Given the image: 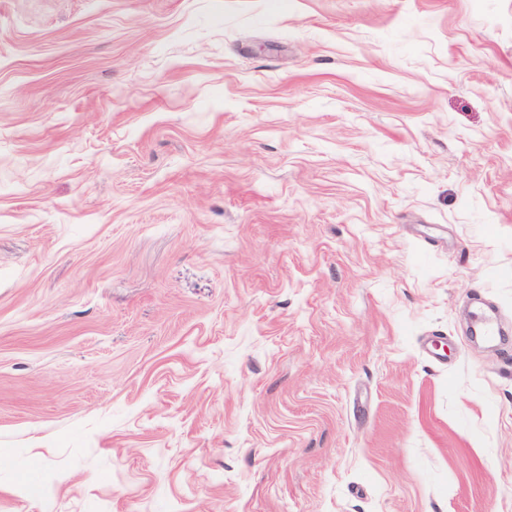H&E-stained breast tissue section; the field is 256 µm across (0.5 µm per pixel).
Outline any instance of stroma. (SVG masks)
Returning <instances> with one entry per match:
<instances>
[{
	"mask_svg": "<svg viewBox=\"0 0 512 512\" xmlns=\"http://www.w3.org/2000/svg\"><path fill=\"white\" fill-rule=\"evenodd\" d=\"M0 455V512H512V0H0Z\"/></svg>",
	"mask_w": 512,
	"mask_h": 512,
	"instance_id": "35a3bbf8",
	"label": "stroma"
}]
</instances>
